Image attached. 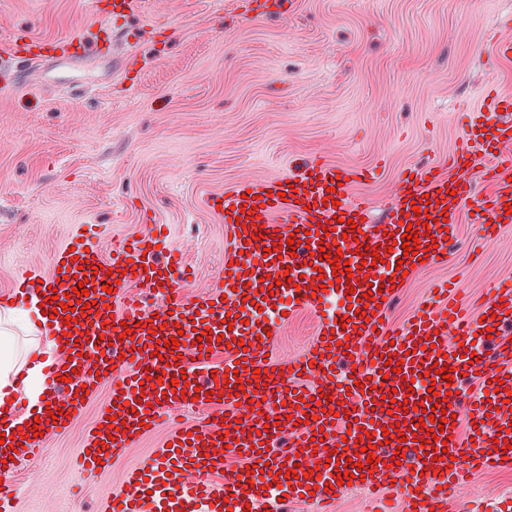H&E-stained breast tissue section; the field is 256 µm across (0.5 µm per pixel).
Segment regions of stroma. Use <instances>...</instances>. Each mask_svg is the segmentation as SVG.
<instances>
[{"instance_id":"1","label":"stroma","mask_w":512,"mask_h":512,"mask_svg":"<svg viewBox=\"0 0 512 512\" xmlns=\"http://www.w3.org/2000/svg\"><path fill=\"white\" fill-rule=\"evenodd\" d=\"M510 16L512 0H295L289 13L256 18L244 0H142L114 25L111 59L15 60L13 89L0 95V292L15 268L47 265L72 225L136 236L146 212L195 265L183 293L199 298L224 261V227L205 197L314 155L375 169L351 194L379 223L404 167L460 144V113L482 106L486 84L512 95V58L490 52L512 39ZM99 25L80 0H0V52L23 33L91 40ZM130 54L139 70L123 68ZM454 231L447 260L402 282L385 311L391 333L436 284H458L478 307L489 281L512 275V225L487 244L467 215ZM316 328L314 314L292 317L276 356L304 350ZM110 394L101 383L71 432L19 462L11 512H101L125 471L156 456L169 422L110 467L77 469ZM511 491L512 469L468 473L457 503L512 512Z\"/></svg>"}]
</instances>
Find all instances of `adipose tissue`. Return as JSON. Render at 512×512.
Wrapping results in <instances>:
<instances>
[{
	"label": "adipose tissue",
	"instance_id": "adipose-tissue-1",
	"mask_svg": "<svg viewBox=\"0 0 512 512\" xmlns=\"http://www.w3.org/2000/svg\"><path fill=\"white\" fill-rule=\"evenodd\" d=\"M44 300V293L39 292L23 308L0 311V408L12 409L18 396L26 400L29 412L18 419V434L22 437L34 431L32 411L40 404L45 389L41 366L30 362L20 349L16 329L41 314Z\"/></svg>",
	"mask_w": 512,
	"mask_h": 512
}]
</instances>
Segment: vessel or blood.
<instances>
[{
	"label": "vessel or blood",
	"instance_id": "vessel-or-blood-1",
	"mask_svg": "<svg viewBox=\"0 0 512 512\" xmlns=\"http://www.w3.org/2000/svg\"><path fill=\"white\" fill-rule=\"evenodd\" d=\"M90 14L124 17L136 0H86ZM97 45L82 35L27 38L13 43L0 62L23 58L78 62L90 52L105 55L112 32L100 26ZM487 104L469 116L468 135L447 165L428 164L403 171L384 224L372 227L363 202L349 190L367 178L368 170L339 166L317 157L298 175L281 174L247 180L210 195L206 207L224 226V260L211 290L192 301L180 288L189 265L173 250L162 225L113 243L105 250L88 224L75 225L66 245L51 257L47 273L17 268L12 290L0 292V308L30 293L33 282L51 286L74 310L69 329L72 342L55 364V377H67L63 396L49 399L50 409L64 415L83 411L87 391L100 379L111 384L109 400L85 438L80 465L99 469L132 448L147 428L156 427L163 410L189 408L197 392L219 402L222 411L208 422L172 427L169 446L160 448L149 467L127 472L125 488L103 512H188L200 504L203 512H227L228 497L242 499L250 486H260L267 501L304 498L317 512L333 506L343 486L339 472L353 475V491L387 489L401 499L405 512H448L465 472L512 467V340L494 329V322L512 323V279L497 281L487 291L481 317L472 316L455 290L439 286L427 305L418 308L395 338L384 336L379 321L384 311L369 302L362 314L349 308L328 261L312 255L336 242L354 274L357 293L382 286L392 300L403 279L397 264L408 259L418 266L426 258L447 255V223L465 206L491 240L502 224H512V158L501 147L512 144V97L495 86L485 90ZM419 208L410 225L402 213ZM327 233H320V226ZM357 238H350V228ZM418 235L419 251L404 257L406 230ZM369 246L381 260L361 265L358 245ZM75 272L62 278L60 266ZM84 285L93 301L81 310L72 287ZM321 297H314L315 288ZM317 314V330L308 349L288 360L273 352L288 316ZM213 332L211 349L229 348L225 363L229 378L183 375L189 363L205 367L195 340ZM181 337L175 349L165 340ZM247 343V352L231 351L233 340ZM472 345L475 356L463 355ZM401 361L400 372L385 373L386 360ZM354 373L337 372L338 364ZM452 369L453 381L436 374ZM476 375L478 392L471 397L468 439L445 428L447 456L435 460L432 437L421 432V413L438 414L434 401L458 406L465 375ZM504 381L495 391L492 380ZM412 381L405 389L403 381ZM398 431H391V424ZM288 431L289 447L273 451L274 438ZM370 438L377 464L372 476L357 474L366 453L341 446L343 438ZM243 456L244 465L224 473V483H209L224 472L223 448ZM265 463L267 472L256 471Z\"/></svg>",
	"mask_w": 512,
	"mask_h": 512
}]
</instances>
